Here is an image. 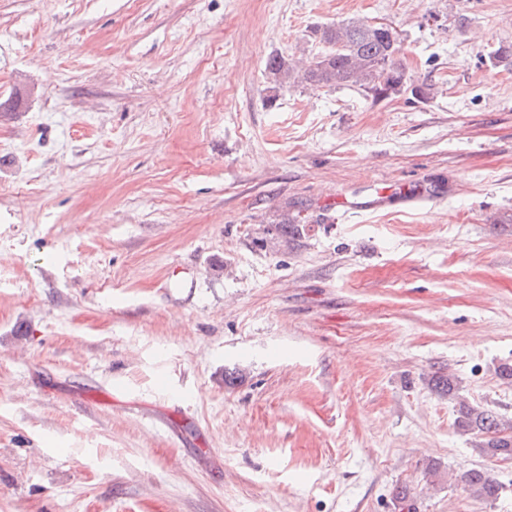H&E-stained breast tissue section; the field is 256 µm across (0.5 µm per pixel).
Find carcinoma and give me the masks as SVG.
Instances as JSON below:
<instances>
[{
    "label": "carcinoma",
    "instance_id": "1",
    "mask_svg": "<svg viewBox=\"0 0 512 512\" xmlns=\"http://www.w3.org/2000/svg\"><path fill=\"white\" fill-rule=\"evenodd\" d=\"M319 42L327 50L298 69L279 55H272L266 62V74L273 88L289 84L306 83L332 86H356L374 98H388L406 90L427 98L428 85L410 86L397 56L400 42L371 27L365 21H342L315 31ZM493 66L512 65V46H500L489 54ZM435 386L457 399L456 428L464 434L484 437L482 450L491 457L512 459V425L498 419L493 413L459 397L457 383L450 376H439ZM464 488L483 500H493L499 493V484L487 472L473 468L460 476Z\"/></svg>",
    "mask_w": 512,
    "mask_h": 512
}]
</instances>
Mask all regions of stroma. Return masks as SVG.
Listing matches in <instances>:
<instances>
[{
  "label": "stroma",
  "instance_id": "obj_1",
  "mask_svg": "<svg viewBox=\"0 0 512 512\" xmlns=\"http://www.w3.org/2000/svg\"><path fill=\"white\" fill-rule=\"evenodd\" d=\"M350 19L432 95L271 89ZM503 44L512 0H0V512H512L432 385L512 419ZM460 480L464 484V488L477 498L493 500L498 496L499 484L482 469L473 468L465 471L461 474Z\"/></svg>",
  "mask_w": 512,
  "mask_h": 512
}]
</instances>
